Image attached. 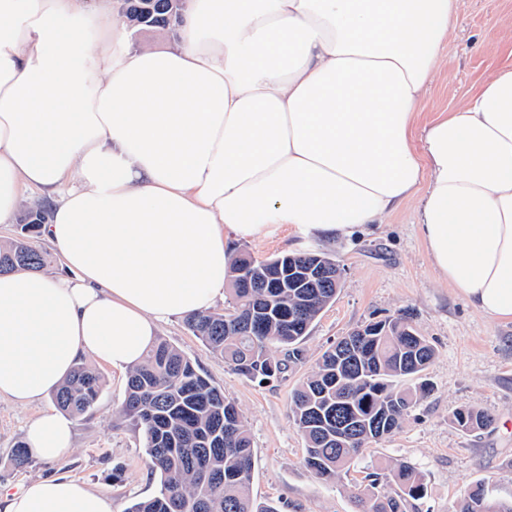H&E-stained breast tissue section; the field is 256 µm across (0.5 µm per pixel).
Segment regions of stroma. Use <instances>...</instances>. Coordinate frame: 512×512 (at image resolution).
<instances>
[{
    "label": "stroma",
    "instance_id": "35a3bbf8",
    "mask_svg": "<svg viewBox=\"0 0 512 512\" xmlns=\"http://www.w3.org/2000/svg\"><path fill=\"white\" fill-rule=\"evenodd\" d=\"M511 53L512 0H461L455 35L438 63L424 116L466 99ZM229 248L260 259L317 249L330 253L343 269L339 294L304 341V361L287 363L264 385L226 366L188 330L183 317L158 326V340L183 352L241 410L253 441V500L275 504L279 512H356L359 470L333 482L314 477L291 418V393L337 340L369 321L401 315L435 349L427 370L433 389L398 431L365 452L364 463L401 460L422 472L427 493L415 512H457L464 491L480 480L494 484L499 496L512 497V322L488 319L438 274L422 244L412 204L350 236L326 240L285 225L268 236L232 240ZM88 364L99 373L102 389L94 407L75 417L72 451L63 463L35 459L23 468L11 463L26 422L54 407V399L26 406L0 400V491H17L37 478H76L111 498L114 512H126L133 500L155 493L158 481L150 473L140 434L120 414L127 371L93 358ZM464 407L489 413L491 427L460 430L452 417ZM117 465L123 475L115 481L111 472Z\"/></svg>",
    "mask_w": 512,
    "mask_h": 512
}]
</instances>
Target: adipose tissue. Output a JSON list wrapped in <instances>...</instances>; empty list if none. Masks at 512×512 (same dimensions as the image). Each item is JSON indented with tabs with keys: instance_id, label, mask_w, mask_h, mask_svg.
Instances as JSON below:
<instances>
[{
	"instance_id": "obj_1",
	"label": "adipose tissue",
	"mask_w": 512,
	"mask_h": 512,
	"mask_svg": "<svg viewBox=\"0 0 512 512\" xmlns=\"http://www.w3.org/2000/svg\"><path fill=\"white\" fill-rule=\"evenodd\" d=\"M458 2L185 0L179 46L125 52L112 0H0V224L41 192L66 269L0 275V397L136 367L223 299L230 237L350 235L407 202L442 278L512 321V54L421 118ZM72 426L45 412L24 442L60 462ZM0 512L113 509L53 477Z\"/></svg>"
}]
</instances>
